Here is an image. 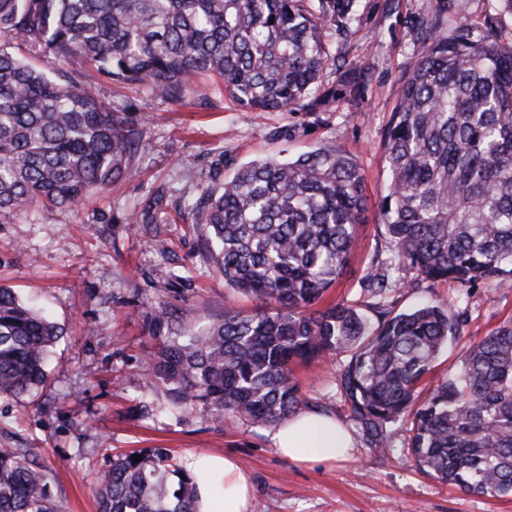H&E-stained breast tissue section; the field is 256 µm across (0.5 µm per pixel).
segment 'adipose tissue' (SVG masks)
I'll return each instance as SVG.
<instances>
[{"label":"adipose tissue","instance_id":"ef3b65f1","mask_svg":"<svg viewBox=\"0 0 512 512\" xmlns=\"http://www.w3.org/2000/svg\"><path fill=\"white\" fill-rule=\"evenodd\" d=\"M277 453L294 462L329 463L346 457L352 448L348 430L326 412L306 409L279 425L272 435ZM198 481L199 512H249L252 483L249 474L232 457L223 461L224 498L215 500L210 492V474L194 467Z\"/></svg>","mask_w":512,"mask_h":512}]
</instances>
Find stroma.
Segmentation results:
<instances>
[{"label":"stroma","instance_id":"1","mask_svg":"<svg viewBox=\"0 0 512 512\" xmlns=\"http://www.w3.org/2000/svg\"><path fill=\"white\" fill-rule=\"evenodd\" d=\"M432 0H360L348 30L328 24L324 40L339 63L361 69L359 102H350L340 78L325 112H257L209 91L195 108L155 101L145 88L115 85L73 64L74 77L145 127L132 163L135 176L74 208H41L0 224V285L31 301L66 334L56 344L43 392L0 400V448H27L45 471L60 512H97L95 490L102 470L117 455L146 448L169 449L175 461L210 466L211 492L224 494V475L213 460L231 456L248 471L252 512H512V497L491 499L461 491L422 473L398 432L393 448L356 440L351 456L333 464L280 457L273 427L222 425L195 414L171 416L167 399L149 388L140 361L154 346L143 298L164 296L184 325L234 309L250 313L259 301L233 291L214 268L206 247L208 228L180 215V194H193L181 174L211 172L223 160V179L245 164L285 160L318 149H339L359 164L365 179L367 221L343 276L324 304L346 302L372 316L375 297L364 290L366 270L386 256L380 214L391 176L384 139L399 103L402 77L423 46L420 32ZM162 197L154 224H132V209ZM386 299L395 309L425 303L460 309L470 295L460 336L440 351L433 370L454 372L464 350L512 319V288L463 292L451 281L417 279L403 271ZM122 345H114V337ZM342 357L300 368L307 408L330 412L349 432L357 425L335 395ZM153 403V415L138 410Z\"/></svg>","mask_w":512,"mask_h":512}]
</instances>
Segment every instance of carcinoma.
<instances>
[{"mask_svg": "<svg viewBox=\"0 0 512 512\" xmlns=\"http://www.w3.org/2000/svg\"><path fill=\"white\" fill-rule=\"evenodd\" d=\"M359 0H0V223L39 205L72 208L133 177L140 128L90 87L49 77L8 51L31 47L64 64L79 58L120 84L180 105L206 77L256 111H325L319 79L336 64L321 22L355 19ZM425 51L406 73L385 149L391 190L382 214L390 265L463 289L512 288V44L448 16L436 0ZM360 71L341 82L352 98ZM356 160L320 149L242 166L211 181L181 211L211 229L207 245L231 288L263 301L190 331L158 298L161 335L143 362L167 409L201 408L217 423L278 425L304 404L295 367L350 354L336 378L365 443L387 449L389 425L409 424L407 448L429 475L491 498L512 496V322L472 343L457 372L417 394L461 315L439 305L320 306L349 265L366 212ZM381 296L389 272L368 270ZM64 329L0 287V399L46 384ZM112 462L98 512H198L192 474L155 448ZM0 512H57L26 448H0Z\"/></svg>", "mask_w": 512, "mask_h": 512, "instance_id": "carcinoma-1", "label": "carcinoma"}]
</instances>
